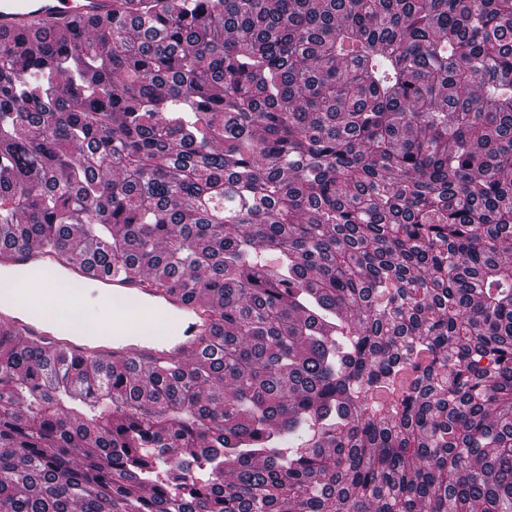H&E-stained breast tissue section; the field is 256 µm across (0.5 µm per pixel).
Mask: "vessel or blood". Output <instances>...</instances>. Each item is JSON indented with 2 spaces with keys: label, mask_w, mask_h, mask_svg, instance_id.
I'll use <instances>...</instances> for the list:
<instances>
[{
  "label": "vessel or blood",
  "mask_w": 512,
  "mask_h": 512,
  "mask_svg": "<svg viewBox=\"0 0 512 512\" xmlns=\"http://www.w3.org/2000/svg\"><path fill=\"white\" fill-rule=\"evenodd\" d=\"M111 10L112 0H0V34H19L37 23L67 33ZM57 280L69 288L85 320L43 306L48 286ZM21 281L32 293L24 303L15 298ZM1 324L72 356L121 364L186 359L199 350L213 316L207 307L146 279L120 278L78 258L30 247L0 258Z\"/></svg>",
  "instance_id": "1"
}]
</instances>
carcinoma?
Masks as SVG:
<instances>
[{
	"label": "carcinoma",
	"mask_w": 512,
	"mask_h": 512,
	"mask_svg": "<svg viewBox=\"0 0 512 512\" xmlns=\"http://www.w3.org/2000/svg\"><path fill=\"white\" fill-rule=\"evenodd\" d=\"M219 321L0 328V512H512V0H113L0 36V253ZM5 269L25 277L5 278ZM56 279L70 289L74 305L83 314H94L93 319L73 321L71 313L60 317L40 305ZM19 280L34 293L26 303L15 299ZM103 296L112 303L109 309L103 307ZM213 320L207 307L186 301L178 292L156 288L144 278L106 274L53 250L30 247L0 259V327L75 357L95 355L114 364L181 361L199 350Z\"/></svg>",
	"instance_id": "cac0c4a2"
}]
</instances>
